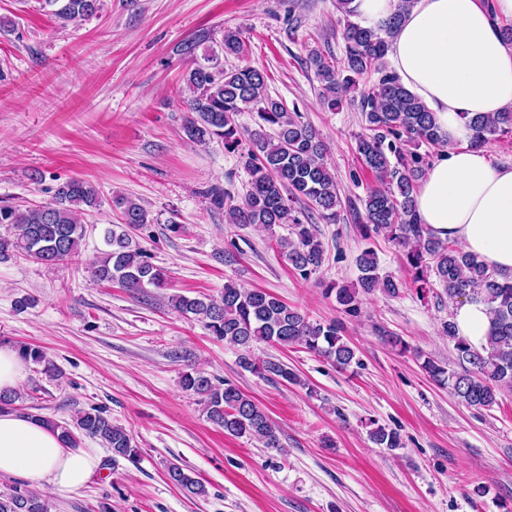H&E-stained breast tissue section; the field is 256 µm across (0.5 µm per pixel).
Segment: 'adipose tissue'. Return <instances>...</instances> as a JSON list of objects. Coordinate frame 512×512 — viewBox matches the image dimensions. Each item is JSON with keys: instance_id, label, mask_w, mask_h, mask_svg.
Returning a JSON list of instances; mask_svg holds the SVG:
<instances>
[{"instance_id": "1", "label": "adipose tissue", "mask_w": 512, "mask_h": 512, "mask_svg": "<svg viewBox=\"0 0 512 512\" xmlns=\"http://www.w3.org/2000/svg\"><path fill=\"white\" fill-rule=\"evenodd\" d=\"M506 20L512 21V0H413L389 39L387 58L450 143L420 183V223L512 276V164H492L487 148L470 147L463 118L512 107V43L501 33ZM98 470L96 449L65 447L48 427L0 410V476L65 494Z\"/></svg>"}]
</instances>
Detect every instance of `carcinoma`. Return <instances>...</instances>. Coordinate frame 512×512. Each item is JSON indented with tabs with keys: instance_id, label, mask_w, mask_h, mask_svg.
Returning a JSON list of instances; mask_svg holds the SVG:
<instances>
[{
	"instance_id": "obj_1",
	"label": "carcinoma",
	"mask_w": 512,
	"mask_h": 512,
	"mask_svg": "<svg viewBox=\"0 0 512 512\" xmlns=\"http://www.w3.org/2000/svg\"><path fill=\"white\" fill-rule=\"evenodd\" d=\"M42 2L63 28L89 19L102 9L101 0ZM352 2L336 0V10L344 20V59L339 61L314 49L307 63L322 86V105L332 111L342 106V92L376 76L373 87L362 93L359 101L364 132L357 137V153L362 168L377 182L363 199L364 235L383 231L401 245L420 289H426L433 278L450 302L481 303L487 308L490 329L478 347L458 335L452 321L441 323L440 333L452 343L460 369L446 368L429 357L424 359L422 368L468 407L489 410L498 404L502 388L512 387V278L467 253L461 245L433 236L426 225L418 222L415 197L430 165V156L420 153L419 148L444 147L448 140L440 134L434 113L403 87L386 61L388 39L410 0H402L399 12L378 30L351 21L356 15ZM222 51L226 58L244 59L247 43L239 30H224ZM184 80L191 93L183 124L186 138L200 145L214 139L222 142L225 150L240 154L250 175L249 188L239 201L230 193L213 188L214 206L225 210L232 224L267 228L288 225L291 232L289 237L280 239V253L302 277H309L322 266L325 250L313 225L306 223L307 211L316 212L320 219L332 224L337 221L341 206L334 174L325 163L326 144L302 120L299 110L290 112L269 95L268 75L263 69L244 64L226 70L218 58L209 56L207 63L189 68ZM252 110L259 113L271 132L259 129L249 133L244 146L237 117ZM462 118L473 130L472 147H484L499 137L512 136V108L471 117L464 112ZM113 204L121 211L125 229L105 231L104 240L110 250L89 264V275L98 282H116L132 293L167 287L166 271L153 265L142 249L132 246L127 232L151 223L148 212L125 196L113 198ZM100 206L97 189L79 177L57 185L52 200L44 205L21 209L0 200V224L11 226L9 236L0 235V261L26 256L54 265L75 256L87 233L78 212H90ZM358 267L357 284L332 283L327 288L335 293L336 303L345 313H358L362 298L376 290L392 297L399 294L402 283L379 272L372 251L361 254ZM169 302L174 310L201 319L217 339L237 347L240 366L263 378L302 384L288 365L253 359L251 349L260 341L303 347L342 370L356 356L336 322H313L272 294L244 288L233 281L224 283L218 300L174 294ZM19 353L24 360L43 366V373L48 376L56 375L57 367L41 349L22 345ZM181 385L201 397L207 418L224 433L248 437L265 448H281L278 428L231 381H220L193 369L182 374ZM34 420L59 432L68 447H76L79 437H88L99 440L112 452V463L119 458L132 464L138 462L133 437L105 416L101 408L79 412L71 428L47 417L36 415ZM369 424L373 425L369 438L378 447H404L399 433L373 420ZM167 478L188 496L205 495L202 482L178 464L167 467ZM0 512H51V505L39 494L13 486L0 494Z\"/></svg>"
}]
</instances>
